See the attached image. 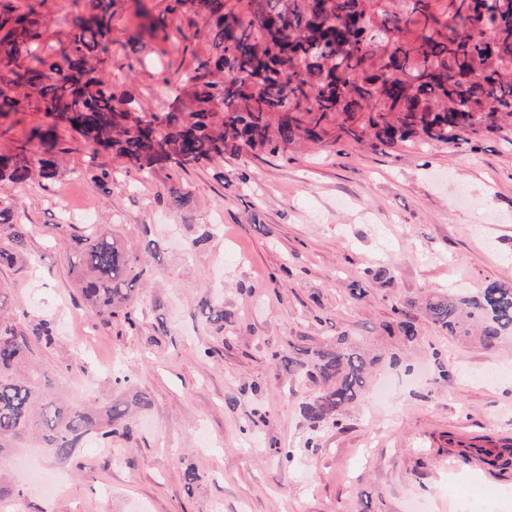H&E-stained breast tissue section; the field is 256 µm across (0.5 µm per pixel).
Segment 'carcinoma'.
<instances>
[{
  "instance_id": "1",
  "label": "carcinoma",
  "mask_w": 512,
  "mask_h": 512,
  "mask_svg": "<svg viewBox=\"0 0 512 512\" xmlns=\"http://www.w3.org/2000/svg\"><path fill=\"white\" fill-rule=\"evenodd\" d=\"M216 50L205 73L188 74L187 112L163 118L113 92L105 67L112 44V0L77 13L67 40L44 39L34 8L0 10V116L36 104L50 118L26 142L0 156V189L58 174V130L110 150L146 175L162 162L185 171L244 148L273 154L302 140H321L323 121L344 117L353 139L371 130L382 145L421 132L443 143L455 131L491 129L512 118V0H194ZM38 141L40 150L27 144ZM0 228L17 246L31 231L16 206L0 197ZM69 268L85 303L100 316L126 309L135 326L140 255L108 230L76 238ZM215 330L224 308L201 302ZM424 313L458 339L477 333L487 346L512 340V286L491 281L469 296H436ZM53 339L51 322L18 321L0 289V459L30 439L62 460L90 434L104 444L129 434L135 410L111 401L75 408L52 394V380L31 360L32 346ZM288 369H306L317 386L303 403L313 424L336 418L363 394L366 355L344 336L325 346L283 355Z\"/></svg>"
}]
</instances>
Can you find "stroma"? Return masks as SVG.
I'll use <instances>...</instances> for the list:
<instances>
[{"label": "stroma", "mask_w": 512, "mask_h": 512, "mask_svg": "<svg viewBox=\"0 0 512 512\" xmlns=\"http://www.w3.org/2000/svg\"><path fill=\"white\" fill-rule=\"evenodd\" d=\"M143 2L168 34L131 43L134 0H112L109 63L124 70L114 91L186 110L163 81L207 62L205 24L191 5L170 14V0ZM12 3L34 6L50 42L70 29L71 0ZM45 121L32 107L1 117L0 154ZM59 149L55 180L7 191L32 231L27 262L0 265V286L17 318L51 320L55 339L35 358L70 404L140 392L152 404L131 438L87 437L65 461L32 444L1 458L24 489L13 512H464L453 475L490 491L489 512H512V464L460 454L487 439L512 445V346L453 338L419 312L414 342L383 329L427 296L512 284V125L383 146L329 123L303 148L246 149L179 173L164 163L145 177L66 135ZM91 160L118 186L95 184ZM74 212L95 213L133 252L161 242L138 284L136 328L85 306L67 262L84 228ZM205 298L223 305V334L202 315ZM339 336L378 355L371 388L396 391L381 404L370 389L338 424L316 426L301 411L314 384L275 356ZM32 454L63 476L58 493L26 488L17 462ZM189 466L201 476L190 490Z\"/></svg>", "instance_id": "stroma-1"}]
</instances>
